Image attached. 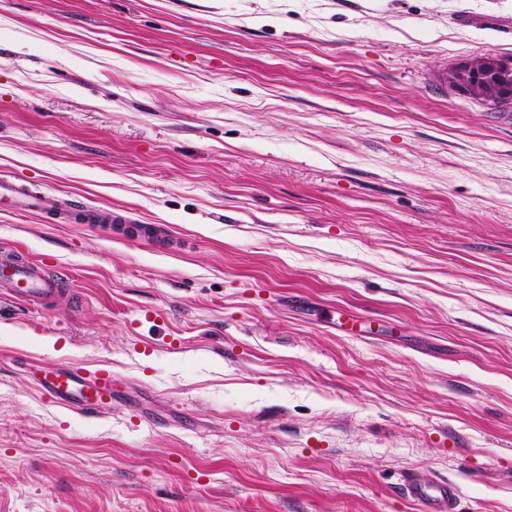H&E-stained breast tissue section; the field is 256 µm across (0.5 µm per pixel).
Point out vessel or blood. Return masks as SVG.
<instances>
[{
	"instance_id": "obj_1",
	"label": "vessel or blood",
	"mask_w": 512,
	"mask_h": 512,
	"mask_svg": "<svg viewBox=\"0 0 512 512\" xmlns=\"http://www.w3.org/2000/svg\"><path fill=\"white\" fill-rule=\"evenodd\" d=\"M25 211L60 217L67 224H124L128 218L115 210L91 208L64 213L56 195L32 190L28 185L0 177V211ZM0 292L27 306L43 309L67 299L59 280L38 264L4 252L0 254ZM36 382L44 397L68 405L88 415H98L112 395V373L92 372L75 367H52ZM406 496L423 505L425 512H457L459 489L454 482L437 479H411L404 486Z\"/></svg>"
}]
</instances>
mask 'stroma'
Returning a JSON list of instances; mask_svg holds the SVG:
<instances>
[{"mask_svg":"<svg viewBox=\"0 0 512 512\" xmlns=\"http://www.w3.org/2000/svg\"><path fill=\"white\" fill-rule=\"evenodd\" d=\"M512 0H0V512H512ZM361 331L337 329L339 314ZM112 372L88 417L26 367ZM497 68L500 72V90L497 94L490 93L483 88L482 76L490 68ZM512 62L501 60L494 56H482L471 59L458 65L451 75L444 71L436 75V81L441 85L453 83V87L462 89L473 99L491 106L494 109L512 108ZM458 76L459 78H455ZM25 211L38 215L57 216L66 224H128L129 218L119 211L89 208L64 214L56 195L34 191L28 185L0 177V211ZM0 293L27 306L43 309L70 295L59 280L47 274L38 264L1 251ZM404 494L424 506L425 512H457L459 489L454 482L437 479H409Z\"/></svg>","mask_w":512,"mask_h":512,"instance_id":"obj_1","label":"stroma"}]
</instances>
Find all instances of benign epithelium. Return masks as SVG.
<instances>
[{
    "mask_svg": "<svg viewBox=\"0 0 512 512\" xmlns=\"http://www.w3.org/2000/svg\"><path fill=\"white\" fill-rule=\"evenodd\" d=\"M448 81L473 99L495 109L512 108V62L482 56L458 65Z\"/></svg>",
    "mask_w": 512,
    "mask_h": 512,
    "instance_id": "1",
    "label": "benign epithelium"
}]
</instances>
